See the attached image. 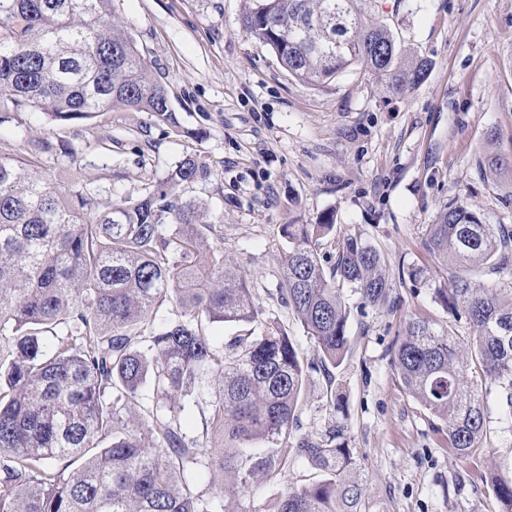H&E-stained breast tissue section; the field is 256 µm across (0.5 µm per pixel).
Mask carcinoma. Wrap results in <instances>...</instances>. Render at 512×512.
I'll use <instances>...</instances> for the list:
<instances>
[{"label": "carcinoma", "instance_id": "obj_1", "mask_svg": "<svg viewBox=\"0 0 512 512\" xmlns=\"http://www.w3.org/2000/svg\"><path fill=\"white\" fill-rule=\"evenodd\" d=\"M373 5L245 0L240 27L309 84L357 64L390 89L420 83L428 62L408 58ZM115 107L173 120L166 86L116 20L114 0H0V124L26 109L73 121ZM210 176L186 156L142 196L103 202L0 155V512H207L186 480L203 449L232 496L286 471L290 439L318 479L287 489L272 512H367L342 431L295 432L311 374L329 375L351 350L343 287L366 306L386 301L383 257L346 238L327 272L316 241L333 218L284 225L280 297L313 345L308 359L209 244L216 220L185 189ZM425 246L455 267L437 294L472 335L413 319L395 357L406 389L443 420L448 447L468 457L488 432L468 374L503 385L512 420V292L478 278L512 263V229L456 201L428 225ZM166 304L174 316L157 319ZM214 322L248 330L219 348L207 332ZM145 384L152 403L133 413ZM188 398L202 423L190 440ZM488 485L500 512H512V477Z\"/></svg>", "mask_w": 512, "mask_h": 512}]
</instances>
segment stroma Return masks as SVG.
<instances>
[{"mask_svg": "<svg viewBox=\"0 0 512 512\" xmlns=\"http://www.w3.org/2000/svg\"><path fill=\"white\" fill-rule=\"evenodd\" d=\"M244 0H115V12L150 71L164 82L169 122L115 109L60 122L13 113L0 126V154L27 158L46 180L97 190L101 201L135 198L184 156L211 169L190 187L224 233V259L247 274L267 316L304 353L314 350L278 294L282 228L332 215L319 241L325 269L338 240L374 246L391 284L383 306L346 292L350 355L316 375L301 402V430L342 429L364 479L368 512H500L485 482L512 476V422L490 377L476 388L488 409L483 452L457 456L441 419L405 388L395 351L407 322L430 321L467 336L438 289L451 266L425 245L440 209L466 200L486 223L512 226V0H376L373 15L430 69L417 85L389 93L357 66L322 85L300 82L270 48L240 30ZM49 152L30 157L28 144ZM423 270L414 282L411 270ZM343 398L333 410L330 394ZM312 473H285L238 492L241 512H270L287 487Z\"/></svg>", "mask_w": 512, "mask_h": 512, "instance_id": "35a3bbf8", "label": "stroma"}]
</instances>
